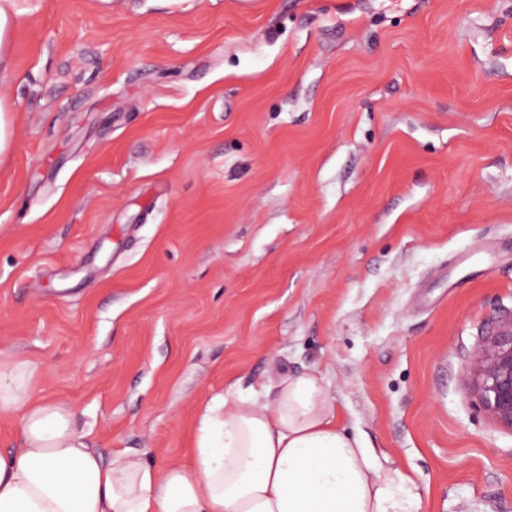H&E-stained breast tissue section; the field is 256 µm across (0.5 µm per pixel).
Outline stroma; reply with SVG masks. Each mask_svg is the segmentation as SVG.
Returning a JSON list of instances; mask_svg holds the SVG:
<instances>
[{"mask_svg": "<svg viewBox=\"0 0 512 512\" xmlns=\"http://www.w3.org/2000/svg\"><path fill=\"white\" fill-rule=\"evenodd\" d=\"M0 350L93 448L318 370L422 512H512V0H17ZM463 371L490 420L512 431V316L472 348Z\"/></svg>", "mask_w": 512, "mask_h": 512, "instance_id": "35a3bbf8", "label": "stroma"}]
</instances>
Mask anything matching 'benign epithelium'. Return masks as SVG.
Here are the masks:
<instances>
[{
	"mask_svg": "<svg viewBox=\"0 0 512 512\" xmlns=\"http://www.w3.org/2000/svg\"><path fill=\"white\" fill-rule=\"evenodd\" d=\"M463 371L490 420L512 431V317L472 348Z\"/></svg>",
	"mask_w": 512,
	"mask_h": 512,
	"instance_id": "obj_1",
	"label": "benign epithelium"
}]
</instances>
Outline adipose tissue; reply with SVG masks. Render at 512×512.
I'll return each instance as SVG.
<instances>
[{
	"label": "adipose tissue",
	"instance_id": "1",
	"mask_svg": "<svg viewBox=\"0 0 512 512\" xmlns=\"http://www.w3.org/2000/svg\"><path fill=\"white\" fill-rule=\"evenodd\" d=\"M34 362L0 351V417L20 445L0 449V512H421L412 477L386 469L336 420L312 370L208 403L194 460L102 456L71 404L33 393Z\"/></svg>",
	"mask_w": 512,
	"mask_h": 512
}]
</instances>
